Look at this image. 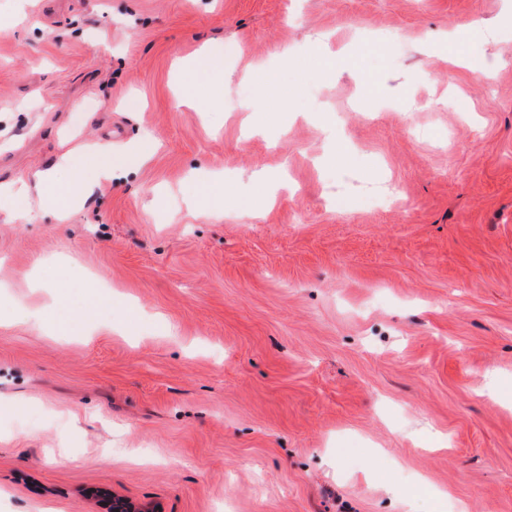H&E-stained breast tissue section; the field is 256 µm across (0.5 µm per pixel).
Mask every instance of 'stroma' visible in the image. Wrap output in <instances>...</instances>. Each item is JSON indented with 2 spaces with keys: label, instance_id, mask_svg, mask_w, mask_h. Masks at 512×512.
<instances>
[{
  "label": "stroma",
  "instance_id": "stroma-1",
  "mask_svg": "<svg viewBox=\"0 0 512 512\" xmlns=\"http://www.w3.org/2000/svg\"><path fill=\"white\" fill-rule=\"evenodd\" d=\"M0 184V512H512V0H0ZM154 151L153 140L144 137L135 148L136 160L128 158L125 152L112 150V146L108 144L99 145L93 149L94 161L91 164H84L79 155L66 153L60 157L56 167L36 174V188L46 206L64 210L68 208L75 193L82 186L112 180L115 175L127 172V168L133 163L148 160ZM60 171L71 173L72 182L69 185L60 184L58 179Z\"/></svg>",
  "mask_w": 512,
  "mask_h": 512
}]
</instances>
